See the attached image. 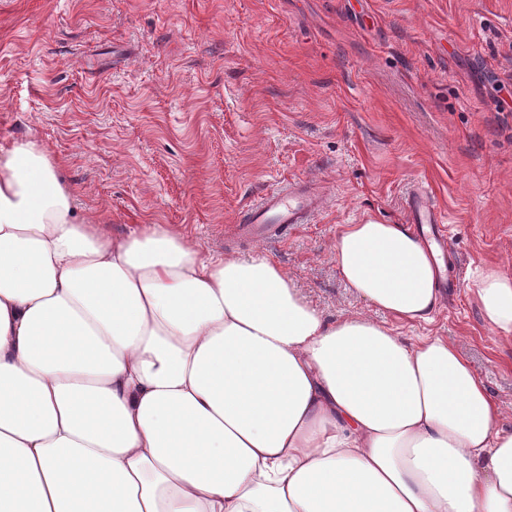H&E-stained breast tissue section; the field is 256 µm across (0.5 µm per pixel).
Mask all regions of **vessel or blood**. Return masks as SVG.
I'll return each instance as SVG.
<instances>
[{
    "label": "vessel or blood",
    "mask_w": 512,
    "mask_h": 512,
    "mask_svg": "<svg viewBox=\"0 0 512 512\" xmlns=\"http://www.w3.org/2000/svg\"><path fill=\"white\" fill-rule=\"evenodd\" d=\"M324 205L322 194L290 183L267 192L247 214L238 230L255 241H269L287 234L294 225L306 223ZM412 223L429 226L430 235L440 250H447L448 239L440 225L444 216L429 190L416 186L408 198Z\"/></svg>",
    "instance_id": "b4317fda"
}]
</instances>
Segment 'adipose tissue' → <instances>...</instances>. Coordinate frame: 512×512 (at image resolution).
Segmentation results:
<instances>
[{
    "mask_svg": "<svg viewBox=\"0 0 512 512\" xmlns=\"http://www.w3.org/2000/svg\"><path fill=\"white\" fill-rule=\"evenodd\" d=\"M345 284L431 322L432 249L341 225ZM512 338V278L480 274ZM456 346L327 318L269 257L75 215L56 162L0 145V512H512V429Z\"/></svg>",
    "mask_w": 512,
    "mask_h": 512,
    "instance_id": "obj_1",
    "label": "adipose tissue"
}]
</instances>
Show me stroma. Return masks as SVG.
Listing matches in <instances>:
<instances>
[{
	"label": "stroma",
	"mask_w": 512,
	"mask_h": 512,
	"mask_svg": "<svg viewBox=\"0 0 512 512\" xmlns=\"http://www.w3.org/2000/svg\"><path fill=\"white\" fill-rule=\"evenodd\" d=\"M512 0H0V144L36 142L79 216L156 224L203 252L278 263L327 317L367 312L336 271L341 225L408 221L413 186L446 218L461 286L432 322L512 427V340L476 271L512 276ZM323 209L259 243L236 226L267 191Z\"/></svg>",
	"instance_id": "35a3bbf8"
}]
</instances>
